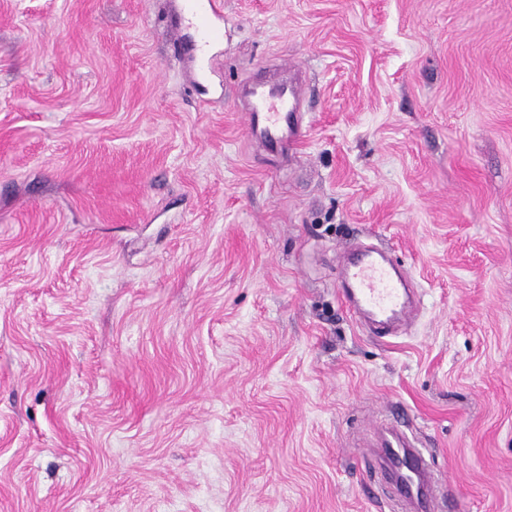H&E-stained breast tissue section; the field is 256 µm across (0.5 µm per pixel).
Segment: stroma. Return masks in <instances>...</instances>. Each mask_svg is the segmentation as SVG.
Returning <instances> with one entry per match:
<instances>
[{
	"label": "stroma",
	"instance_id": "obj_1",
	"mask_svg": "<svg viewBox=\"0 0 512 512\" xmlns=\"http://www.w3.org/2000/svg\"><path fill=\"white\" fill-rule=\"evenodd\" d=\"M0 0V512H512V0ZM299 71L289 159L240 86ZM422 305L375 335L344 249ZM185 8L198 36V49L204 57L206 47L216 36L212 21L221 16L223 5L219 0H185ZM402 440L403 445L394 448H387V456L389 461L396 467L404 470L403 473H409L417 478V485L401 479V486L405 495L414 505L416 511L419 512H435L436 497L432 490V485L426 480L430 474L428 463L423 452L419 448L413 446L405 435L394 432Z\"/></svg>",
	"mask_w": 512,
	"mask_h": 512
}]
</instances>
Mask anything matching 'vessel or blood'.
I'll return each instance as SVG.
<instances>
[{"mask_svg": "<svg viewBox=\"0 0 512 512\" xmlns=\"http://www.w3.org/2000/svg\"><path fill=\"white\" fill-rule=\"evenodd\" d=\"M185 8L197 33L199 49H206L216 35L212 21L223 11L221 0H185ZM249 95L244 116L251 141L281 156L294 151L305 136L300 82L256 83ZM340 272L341 298L356 320L410 324L414 310L408 290L385 255L357 252L342 262ZM387 456L394 466L414 475V482H403L402 488L416 512H435L436 497L427 480L429 468L423 452L406 442L388 449Z\"/></svg>", "mask_w": 512, "mask_h": 512, "instance_id": "b4317fda", "label": "vessel or blood"}]
</instances>
